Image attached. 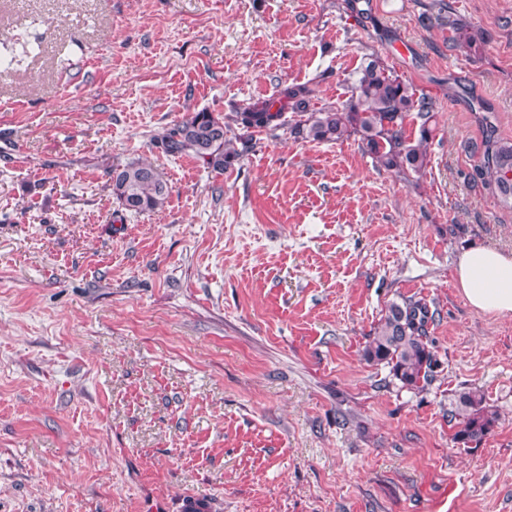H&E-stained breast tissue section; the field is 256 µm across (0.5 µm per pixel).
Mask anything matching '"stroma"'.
Masks as SVG:
<instances>
[{
  "instance_id": "35a3bbf8",
  "label": "stroma",
  "mask_w": 512,
  "mask_h": 512,
  "mask_svg": "<svg viewBox=\"0 0 512 512\" xmlns=\"http://www.w3.org/2000/svg\"><path fill=\"white\" fill-rule=\"evenodd\" d=\"M372 54L434 104L423 173L356 135L235 127L221 173L161 143L291 84L338 105ZM484 115L512 138V0H0V512H512V316L452 281L512 253L466 180ZM137 159L161 209L112 194ZM408 299L438 363L415 390L363 357ZM472 387L498 420L464 446ZM453 33L451 40L454 42L456 47L463 48L468 51L479 48L478 44L481 45L486 42L485 37L482 33L474 31L473 28L461 22L454 23ZM170 191L150 163L137 160L112 169V193L126 211L141 213L159 209Z\"/></svg>"
}]
</instances>
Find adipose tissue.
Masks as SVG:
<instances>
[{
    "label": "adipose tissue",
    "mask_w": 512,
    "mask_h": 512,
    "mask_svg": "<svg viewBox=\"0 0 512 512\" xmlns=\"http://www.w3.org/2000/svg\"><path fill=\"white\" fill-rule=\"evenodd\" d=\"M453 277L475 310L512 315V255L480 246L468 248L460 254Z\"/></svg>",
    "instance_id": "ef3b65f1"
}]
</instances>
